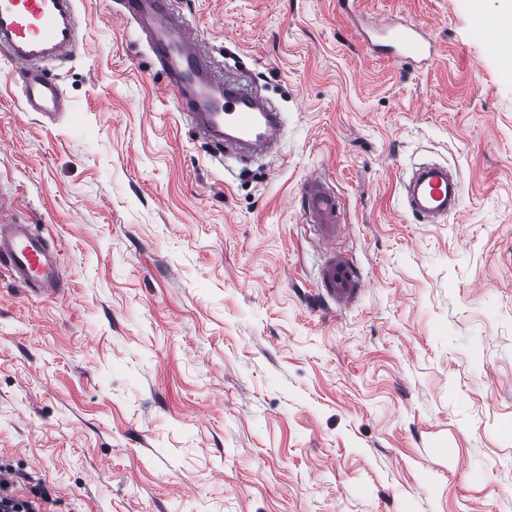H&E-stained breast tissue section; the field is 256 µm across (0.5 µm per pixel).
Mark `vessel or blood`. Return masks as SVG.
<instances>
[{"label":"vessel or blood","mask_w":512,"mask_h":512,"mask_svg":"<svg viewBox=\"0 0 512 512\" xmlns=\"http://www.w3.org/2000/svg\"><path fill=\"white\" fill-rule=\"evenodd\" d=\"M128 17L144 25L155 61L167 79L166 87L185 111L199 116L198 130L215 144L238 145L275 141L282 131L278 113L262 109L252 96L238 89L212 92L214 81L197 52L189 25L175 23L169 0H126ZM75 0H0V53L17 67L27 105L53 118L65 109L64 92L47 71L50 62L63 59L76 44ZM390 58L424 63L430 56L427 35L406 25L391 35ZM408 207L436 221L458 210L459 181L446 165L423 163L404 184ZM306 219L326 245L320 268L322 292L336 305L360 295L364 279L359 268L334 247L344 226L337 195L320 178H309L302 192ZM0 266L38 297L60 294L67 276L59 250L30 225L0 224Z\"/></svg>","instance_id":"vessel-or-blood-1"}]
</instances>
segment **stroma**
<instances>
[{
  "instance_id": "35a3bbf8",
  "label": "stroma",
  "mask_w": 512,
  "mask_h": 512,
  "mask_svg": "<svg viewBox=\"0 0 512 512\" xmlns=\"http://www.w3.org/2000/svg\"><path fill=\"white\" fill-rule=\"evenodd\" d=\"M126 0H77L26 105L0 57V186L59 246L67 286L0 268V465L54 512H512V0H174L222 80L280 112L242 158L198 135ZM414 23L425 65L375 50ZM457 169L419 221L401 180ZM344 204L365 287L317 286L300 186ZM403 187L408 207L432 221L446 218L448 213L457 211L460 206V182L446 165L420 164Z\"/></svg>"
}]
</instances>
